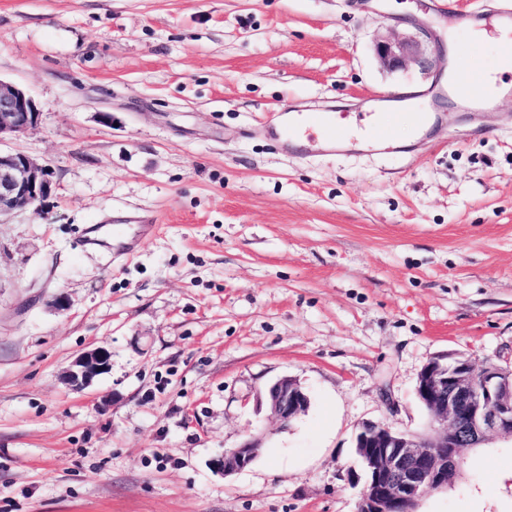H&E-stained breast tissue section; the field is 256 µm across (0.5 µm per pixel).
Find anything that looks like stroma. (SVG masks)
<instances>
[{"mask_svg":"<svg viewBox=\"0 0 512 512\" xmlns=\"http://www.w3.org/2000/svg\"><path fill=\"white\" fill-rule=\"evenodd\" d=\"M487 0H0V79L51 194L0 216V512H355L353 438L422 433L437 354L512 367V91L440 104L413 152L294 157L259 131L281 105L381 110L437 69L390 72L377 37ZM129 210L134 253L83 249ZM69 300L57 310L58 295ZM103 346L109 372L64 373ZM294 377L307 410L259 401ZM263 449L225 476L211 461ZM418 512H512V441L467 451ZM39 115L34 100L23 89L0 79V141L35 128ZM121 225L135 226L134 234L128 237L118 236L117 227ZM156 228L157 224H153L152 218L146 214L134 212L113 216L109 223L88 224L82 231L79 244L84 248L106 249L114 256H125L132 250L134 239L146 238L154 234ZM261 444L257 439H247L237 448L226 450L212 460V467L225 476L246 469L260 454Z\"/></svg>","mask_w":512,"mask_h":512,"instance_id":"stroma-1","label":"stroma"}]
</instances>
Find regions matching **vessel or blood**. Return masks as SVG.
<instances>
[{
  "label": "vessel or blood",
  "mask_w": 512,
  "mask_h": 512,
  "mask_svg": "<svg viewBox=\"0 0 512 512\" xmlns=\"http://www.w3.org/2000/svg\"><path fill=\"white\" fill-rule=\"evenodd\" d=\"M487 31L502 44L512 43V6L496 11L486 21ZM486 47L474 43L468 54L456 61L454 70L458 79L449 85V93L467 106L478 109L492 108L497 96L493 83L498 76L496 67L480 65ZM441 121L437 113L427 107L414 109L394 103L382 112L295 113L281 110L266 125L268 137L288 155L302 154L313 148L329 153L358 151L375 153L394 148L393 128L395 123H413L420 139H427L430 130ZM156 226L152 218L141 213H130L113 217L111 222L87 225L79 239L85 248L100 247L113 255L123 256L133 248L134 239L154 234Z\"/></svg>",
  "instance_id": "obj_1"
}]
</instances>
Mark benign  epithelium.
Segmentation results:
<instances>
[{"label": "benign epithelium", "mask_w": 512, "mask_h": 512, "mask_svg": "<svg viewBox=\"0 0 512 512\" xmlns=\"http://www.w3.org/2000/svg\"><path fill=\"white\" fill-rule=\"evenodd\" d=\"M423 38L381 37L373 44L379 65L389 71L409 62L429 69L444 53L431 32ZM40 112L34 100L18 86L0 80V139L35 128ZM52 190L49 168L23 152H0V215L35 205ZM111 353L104 347L80 354L66 372L76 389L89 386L107 373ZM416 394L429 412L425 434L396 432L373 421L361 424L355 436V454L367 478L359 487L355 512H417L430 492L448 487L462 469L464 450L480 448L489 437L512 440V369L487 360L477 366L462 353L446 352L421 369ZM264 403L284 427L305 411L309 398L300 384L285 376L271 384ZM252 438L212 460L224 476L246 469L260 454Z\"/></svg>", "instance_id": "obj_1"}]
</instances>
